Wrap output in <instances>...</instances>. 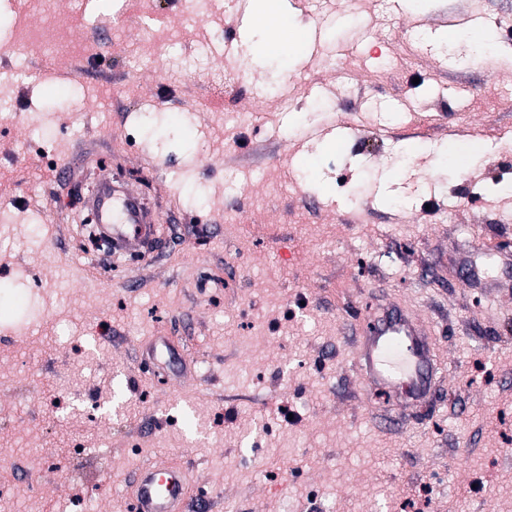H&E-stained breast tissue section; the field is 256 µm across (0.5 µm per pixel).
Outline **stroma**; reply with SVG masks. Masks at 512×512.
Wrapping results in <instances>:
<instances>
[{
    "instance_id": "35a3bbf8",
    "label": "stroma",
    "mask_w": 512,
    "mask_h": 512,
    "mask_svg": "<svg viewBox=\"0 0 512 512\" xmlns=\"http://www.w3.org/2000/svg\"><path fill=\"white\" fill-rule=\"evenodd\" d=\"M0 0V489L6 512H128L138 469L177 462L213 512H512V0H466L491 38L460 23L412 40L408 13L454 0H340L323 31L357 43L289 73L246 47L223 57L224 0H139L100 39L94 0ZM68 23L90 64L22 50L16 34ZM469 85L458 96V85ZM360 135L292 164L308 129ZM483 152L449 167L451 134ZM95 140L112 177L161 210L155 262L75 255L68 192L54 227L43 200L72 146ZM416 145L418 155L407 152ZM93 263L97 277L79 278ZM429 327L445 369L439 408L383 428L351 369L352 329L373 300ZM108 333H98L101 321ZM165 334L194 362L172 386L141 365Z\"/></svg>"
}]
</instances>
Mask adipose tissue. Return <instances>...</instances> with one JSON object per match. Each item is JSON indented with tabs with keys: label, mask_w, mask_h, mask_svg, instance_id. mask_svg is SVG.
Masks as SVG:
<instances>
[{
	"label": "adipose tissue",
	"mask_w": 512,
	"mask_h": 512,
	"mask_svg": "<svg viewBox=\"0 0 512 512\" xmlns=\"http://www.w3.org/2000/svg\"><path fill=\"white\" fill-rule=\"evenodd\" d=\"M246 12L252 31L259 34L258 40L248 45L254 66H261L271 56L305 53L308 28L286 0H248Z\"/></svg>",
	"instance_id": "1"
}]
</instances>
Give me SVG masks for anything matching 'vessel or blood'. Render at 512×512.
Instances as JSON below:
<instances>
[{
    "label": "vessel or blood",
    "mask_w": 512,
    "mask_h": 512,
    "mask_svg": "<svg viewBox=\"0 0 512 512\" xmlns=\"http://www.w3.org/2000/svg\"><path fill=\"white\" fill-rule=\"evenodd\" d=\"M100 223L112 236L114 248L149 254L159 249L151 236L154 218L137 190L103 182L93 200ZM352 368L365 392L382 395L370 408L385 426L417 420L421 411L437 407L442 367L429 332L413 313L393 304L369 311L353 333ZM151 362H163L172 382H181L185 363L166 337L158 336L149 348ZM131 512H181L195 499L199 512L209 500L194 489L182 465L139 469L129 495Z\"/></svg>",
    "instance_id": "obj_1"
}]
</instances>
